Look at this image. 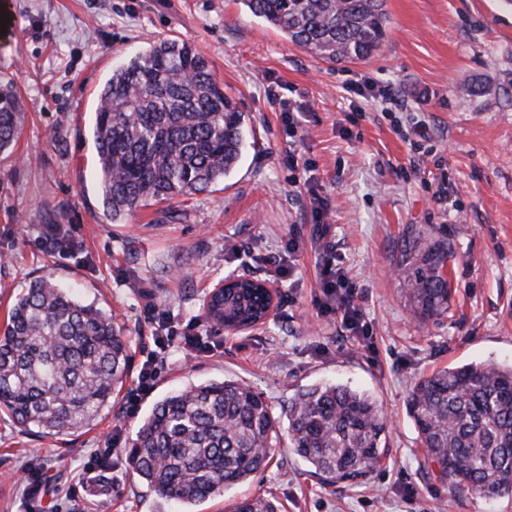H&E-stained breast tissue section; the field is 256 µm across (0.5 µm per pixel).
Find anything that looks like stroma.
Returning a JSON list of instances; mask_svg holds the SVG:
<instances>
[{
    "label": "stroma",
    "instance_id": "stroma-1",
    "mask_svg": "<svg viewBox=\"0 0 512 512\" xmlns=\"http://www.w3.org/2000/svg\"><path fill=\"white\" fill-rule=\"evenodd\" d=\"M392 26L377 56L333 65L292 44L238 0H0V81L26 114L0 153V322L13 296L53 275L112 313L131 345L129 380L112 410L68 436L23 433L0 413V512H182L127 466L139 418L168 392L239 380L274 407L329 383L374 396L388 425L380 463L356 485L325 483L278 448L253 482L195 505L229 512L262 496L278 512H512V494L487 498L442 480L406 403L413 385L457 364L512 362V6L504 0H387ZM161 37L195 45L239 102L246 146L207 194L136 210L113 223L98 194L91 138L102 85L119 61ZM392 85L400 106L350 95L347 75ZM428 98L429 138L417 141V102ZM300 112L288 125L283 105ZM329 199V238L356 287L369 336L321 315L320 243L312 197ZM58 220L77 248L50 250ZM442 232L454 257L452 295L424 318L401 264L408 232ZM295 250H287L288 241ZM276 280L266 324L232 333L200 319L206 291L228 275ZM198 321L214 341L172 348L134 417L129 389L163 315ZM109 468L86 474L94 449Z\"/></svg>",
    "mask_w": 512,
    "mask_h": 512
}]
</instances>
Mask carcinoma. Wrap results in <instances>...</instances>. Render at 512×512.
<instances>
[{
  "mask_svg": "<svg viewBox=\"0 0 512 512\" xmlns=\"http://www.w3.org/2000/svg\"><path fill=\"white\" fill-rule=\"evenodd\" d=\"M293 44L329 63L365 61L385 45V0H241ZM25 116L12 85L0 84V150L14 144ZM102 204L112 220L143 206L172 205L211 191L244 149V114L195 46L161 38L116 64L92 126ZM48 246L69 247L62 225ZM453 253L437 235L410 236L402 250L408 291L423 315L448 310L441 269ZM258 278L233 282L202 300L201 316L229 331L272 312ZM130 362L129 340L112 314L78 302L49 276L15 295L0 326V411L24 432L69 435L112 408ZM407 412L440 478L488 498L512 491V364H464L420 379ZM287 433H282V419ZM386 421L370 395L312 385L284 415L234 380L175 390L138 424L128 464L154 492L195 505L251 482L273 449L288 445L329 483H357L380 462ZM234 512H276L244 498Z\"/></svg>",
  "mask_w": 512,
  "mask_h": 512,
  "instance_id": "cac0c4a2",
  "label": "carcinoma"
}]
</instances>
